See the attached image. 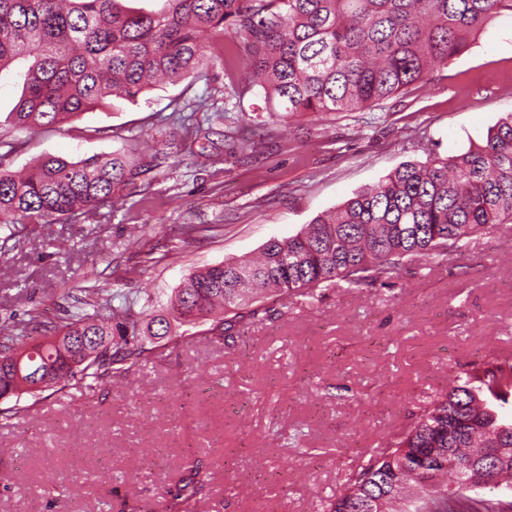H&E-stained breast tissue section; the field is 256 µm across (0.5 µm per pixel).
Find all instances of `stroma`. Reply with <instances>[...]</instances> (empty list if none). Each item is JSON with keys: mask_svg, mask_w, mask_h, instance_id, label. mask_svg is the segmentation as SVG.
<instances>
[{"mask_svg": "<svg viewBox=\"0 0 512 512\" xmlns=\"http://www.w3.org/2000/svg\"><path fill=\"white\" fill-rule=\"evenodd\" d=\"M224 58L198 80L138 102L110 99L28 135L6 121L21 86L0 81L6 165L133 150L146 166L120 209L0 236V325L38 309L59 324L96 286L160 309L196 270L257 255L340 208L402 163L484 144L512 113V16L461 56L379 106L291 118L246 72L233 28L207 35ZM230 112V120L215 113ZM203 226L183 243L181 227ZM512 352V224L474 236L463 256L399 267L374 285L337 283L288 315L212 342L197 333L101 388L82 385L0 419V512L159 508L190 462L209 477L197 512H316L364 450L490 349Z\"/></svg>", "mask_w": 512, "mask_h": 512, "instance_id": "stroma-1", "label": "stroma"}]
</instances>
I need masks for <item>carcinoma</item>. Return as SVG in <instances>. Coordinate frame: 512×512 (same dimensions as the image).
Wrapping results in <instances>:
<instances>
[{"mask_svg": "<svg viewBox=\"0 0 512 512\" xmlns=\"http://www.w3.org/2000/svg\"><path fill=\"white\" fill-rule=\"evenodd\" d=\"M122 0H0V79L22 95L7 116L26 133L63 125L117 97L136 102L159 79L198 78L224 64L199 35L231 26L250 62L245 84L272 112H355L397 96L465 53L512 0H164L158 11ZM0 226L53 224L112 206L144 172L121 153L106 159L48 156L20 176L3 164ZM512 223V113L485 144L407 162L295 236L271 240L255 260L192 273L168 314L135 311L104 288L39 334L40 312L0 326V417L21 419L44 393L87 381L110 385L151 360L154 340L174 346L183 326L205 323L215 342L270 316L258 302L313 298L337 282L357 288L396 268L460 253L469 239ZM512 448V355H490L455 376L412 424L363 452L322 512H512L488 497L512 486V460L468 470L464 449ZM208 479L187 467L163 512H196Z\"/></svg>", "mask_w": 512, "mask_h": 512, "instance_id": "obj_1", "label": "carcinoma"}]
</instances>
